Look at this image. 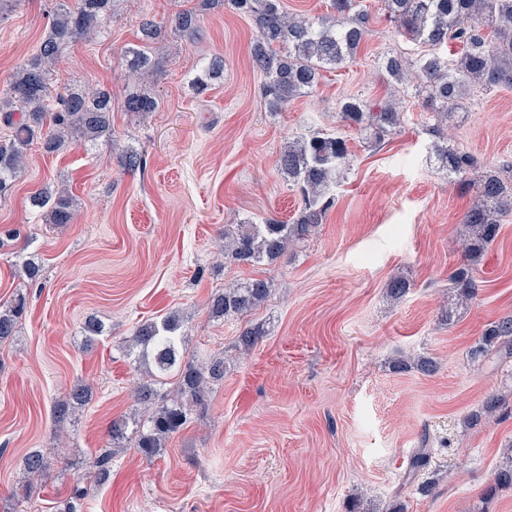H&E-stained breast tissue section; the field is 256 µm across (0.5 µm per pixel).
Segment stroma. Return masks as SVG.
<instances>
[{"instance_id": "stroma-1", "label": "stroma", "mask_w": 512, "mask_h": 512, "mask_svg": "<svg viewBox=\"0 0 512 512\" xmlns=\"http://www.w3.org/2000/svg\"><path fill=\"white\" fill-rule=\"evenodd\" d=\"M365 3L373 12L355 58L276 114L252 66V20L201 9V0H116L98 36L59 57L63 84L110 90L112 141L54 154L33 142L0 199V302L27 299L16 336L0 349V512L14 506L29 450L92 457L107 447L113 419L138 412L133 389L144 374L124 343L137 324L172 311L184 318L188 353L223 358L224 380L207 413L192 415L159 455L116 449L110 483L82 512H512V489L494 486L512 447V357L470 356L488 324L512 316V214L474 265L477 297L459 305L448 276L464 263L462 218L477 184L437 167L424 93L385 69L387 57L418 47L376 12L377 0ZM48 4L22 0L0 21V89L35 51ZM191 8L200 36H166L156 45L162 73L138 78L157 110L125 111L124 52L139 44L142 20L163 27ZM217 56L222 73L195 93L196 70ZM349 96L371 106L395 101L398 134L368 146L340 119ZM314 128L349 150L324 224L274 264L225 259V230L296 219L299 195L277 158ZM447 135L481 165L512 168V88L475 94ZM130 147L144 160L133 172L120 163ZM61 184L76 219L52 227L30 197ZM15 228L21 237L6 239ZM26 256L41 267L37 280L19 275ZM394 276L411 285L397 301L387 292ZM251 277L271 291L247 322L210 318L211 293ZM92 316L107 332L88 346ZM248 323L265 330L249 349L238 340ZM421 356L437 361L436 373L397 370V361ZM79 382L94 397L66 424L63 442L51 408ZM491 394L502 400L494 417L469 424ZM424 443L429 464L405 483L409 457ZM74 479L55 470L28 512H55Z\"/></svg>"}]
</instances>
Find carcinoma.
<instances>
[{
  "label": "carcinoma",
  "mask_w": 512,
  "mask_h": 512,
  "mask_svg": "<svg viewBox=\"0 0 512 512\" xmlns=\"http://www.w3.org/2000/svg\"><path fill=\"white\" fill-rule=\"evenodd\" d=\"M113 0H54L44 38L35 54L20 65L6 88L0 90V120L11 130L12 138L0 143V197L9 193L23 171L30 144L39 140L47 152H57L82 140H112V97L96 86L58 91L55 71L58 57L67 48L100 33L112 15ZM386 18L400 35L418 44L422 51L411 58L390 56L385 63L389 75L399 84L415 83L426 92V102L442 125L466 108L471 91L512 86V0H381ZM209 7L227 4L248 15L256 27L251 48L253 67L264 77L262 96L271 112L316 87L328 69L343 67L362 47L367 33L368 12L361 0H332L334 14L310 18L288 12L283 0H204ZM143 44L126 51L129 72H161V63L151 45L171 31L189 41L197 38L200 27L193 10L176 13L165 30L152 21L141 24ZM450 43L459 45L453 56L443 53ZM219 72L215 63L196 73L191 87L200 94L209 79ZM158 102L142 90L129 92L124 101L127 112L147 113ZM343 122L356 127L363 139L377 145L401 124V113L388 103L376 109L356 97L341 104ZM439 167L448 175L472 173L478 192L463 223L468 237L462 249L471 261L487 249L500 232L501 217L512 209V180L499 171L487 169L468 152L444 142L433 145ZM348 156L346 142L324 130H310L284 146L277 167L288 177L302 197L303 207L291 224L268 220L263 224H239L224 233V254L239 265L271 264L285 253L288 242L303 241L323 223L334 203V190ZM31 205L42 212L47 224H71L76 210L72 194L65 187L45 188L31 198ZM461 302L476 297L478 285L471 269L460 267L449 276ZM270 283L250 278L224 287L208 301L213 318H246L269 296ZM26 312V299L18 295L0 304V344L13 340ZM183 318L172 311L156 321L138 325L132 333L127 355L146 369L149 380L139 384L138 403L148 417L138 414L112 421L110 449L82 464L60 512H81L83 501L112 478V449L130 446L145 457L161 452L168 438L179 433L192 412L205 413L211 404L213 386L224 380V360L198 363L185 347ZM265 335L256 325H246L240 343L251 348ZM491 354L512 355V317L491 323L478 339L472 357L479 360ZM423 374L437 369L431 357H421L415 365ZM400 362L396 368L413 367ZM175 378L176 393L159 395L156 385ZM93 398V389L81 382L65 397L54 402L52 419L62 427L76 410ZM500 398L490 395L481 411L468 420L477 424L494 415ZM52 463L39 449L22 459L25 479L15 498L26 503L36 492L38 481L49 476Z\"/></svg>",
  "instance_id": "obj_1"
}]
</instances>
